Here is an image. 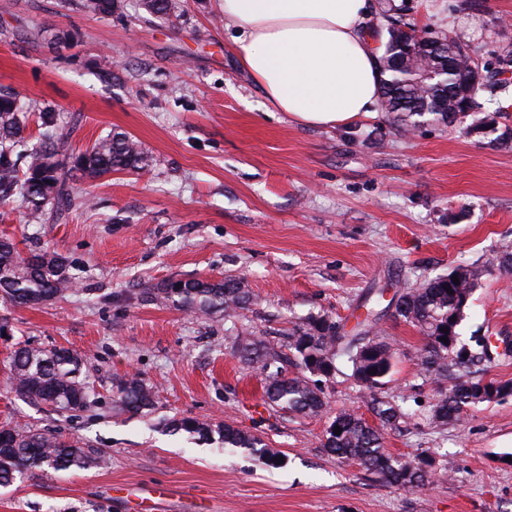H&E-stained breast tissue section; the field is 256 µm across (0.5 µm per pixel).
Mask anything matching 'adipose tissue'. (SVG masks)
Instances as JSON below:
<instances>
[{"label": "adipose tissue", "mask_w": 512, "mask_h": 512, "mask_svg": "<svg viewBox=\"0 0 512 512\" xmlns=\"http://www.w3.org/2000/svg\"><path fill=\"white\" fill-rule=\"evenodd\" d=\"M232 48L271 111L304 126H347L375 113L381 48L373 0H221Z\"/></svg>", "instance_id": "obj_1"}]
</instances>
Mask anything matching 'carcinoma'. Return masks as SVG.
Masks as SVG:
<instances>
[{"label": "carcinoma", "instance_id": "cac0c4a2", "mask_svg": "<svg viewBox=\"0 0 512 512\" xmlns=\"http://www.w3.org/2000/svg\"><path fill=\"white\" fill-rule=\"evenodd\" d=\"M153 13L171 16L181 9V0H145ZM387 40L378 59L385 79L379 97L380 109L398 117L431 112L446 122L459 114L489 111L487 103L505 88L496 76L512 66V56L499 60V67L479 63L469 41L456 32L437 37L434 49L418 43L415 28L386 17ZM442 67L435 80L408 83L409 67L424 63ZM39 141L29 145L26 137L27 110L17 97L0 94V214L17 207L38 220L51 209L61 218L72 209L95 207L91 198L78 194L70 185L75 171L95 179L114 171L140 170L146 166L141 144L124 132L110 133L89 148L75 152L59 133L56 113L39 112ZM454 272L426 278L417 286L394 294L388 306L394 315L418 328L425 344L418 356L422 371L433 379H448L459 372L455 382L441 388L432 411V421L444 426L461 419L470 407L512 397V383L471 377V368L489 360L488 339L474 338L470 345L460 340L457 327L475 288V275L469 273L453 282ZM74 280L68 259L60 253L41 251L22 256L16 243L0 239V299L19 306L35 307L64 296ZM150 299L211 314L222 311L232 317L246 310L253 294L244 278L169 280L146 289ZM377 317L371 310L357 318L347 332L330 317H311L288 333L286 351H277L263 341L242 344L240 353L264 377L265 402L288 414L308 416L324 412L327 400L320 379H331L344 365L351 377L370 394L373 413L379 425L369 424L347 408L336 412L332 424L338 435L326 433L323 448L346 460L357 462L387 483L402 489H417L429 482L434 459L425 453L411 459L395 458L384 448V434L412 418L405 396L382 400L376 390L385 384L394 365L392 345L376 331ZM448 339L443 343L440 338ZM297 372L290 375L286 364ZM79 359L67 349L22 347L11 357L7 381L16 396L43 403L55 412L80 411L92 404L90 387L79 379ZM123 408L138 413L154 405V390L137 378L117 386ZM171 431H184L198 440L217 441L226 448H245L268 466L277 465L279 456L257 435L226 423L213 426L194 418L170 422ZM90 456L74 440L17 427L0 429V486L11 484L25 467L43 471L84 469Z\"/></svg>", "mask_w": 512, "mask_h": 512}]
</instances>
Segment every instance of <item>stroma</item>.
I'll use <instances>...</instances> for the list:
<instances>
[{
    "label": "stroma",
    "instance_id": "stroma-1",
    "mask_svg": "<svg viewBox=\"0 0 512 512\" xmlns=\"http://www.w3.org/2000/svg\"><path fill=\"white\" fill-rule=\"evenodd\" d=\"M474 1L376 0L371 22L389 10L433 36L465 31L483 61L512 54V0H478V10ZM84 2L0 8V91L32 112L55 109L73 149L120 131L148 165L76 182L96 209L43 223L20 208L0 216V238L25 254H63L80 279L40 306L0 300V426L77 439L93 459L26 471L0 487V512H512V398L435 426L438 387L417 361L423 337L385 305L424 278L472 270L458 332L488 337L487 378L512 382V85L480 125L380 112L348 127L302 126L270 111L242 70L218 0H182L170 17L142 0H117L108 16ZM228 276L254 294L232 319L139 299L172 279ZM369 299L397 347L382 394L405 395L415 413L384 446L435 460L429 484L412 491L328 454L330 415L264 406L262 376L239 357L256 338L280 347L311 315L353 326ZM19 343L77 354L93 404L58 414L17 397L3 366ZM132 376L155 391L136 414L115 403ZM324 391L332 408L373 420L368 392L347 376ZM187 416L259 435L281 466L168 433Z\"/></svg>",
    "mask_w": 512,
    "mask_h": 512
}]
</instances>
